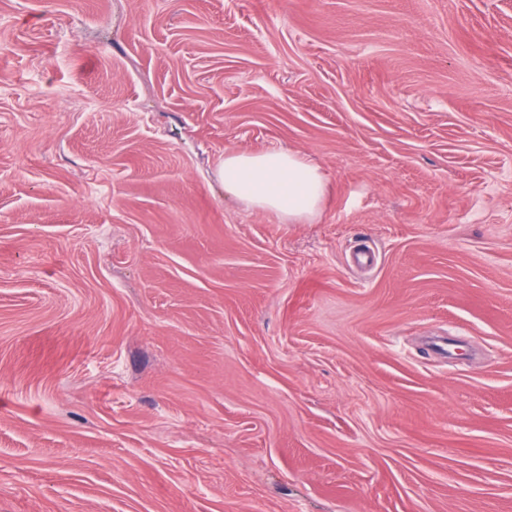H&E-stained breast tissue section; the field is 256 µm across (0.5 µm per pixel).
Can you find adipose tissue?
<instances>
[{"label":"adipose tissue","instance_id":"obj_1","mask_svg":"<svg viewBox=\"0 0 512 512\" xmlns=\"http://www.w3.org/2000/svg\"><path fill=\"white\" fill-rule=\"evenodd\" d=\"M219 175L225 192L246 206L291 222L313 217L326 195L319 168L291 150L225 154Z\"/></svg>","mask_w":512,"mask_h":512}]
</instances>
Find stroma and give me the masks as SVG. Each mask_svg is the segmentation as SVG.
<instances>
[{
	"instance_id": "1",
	"label": "stroma",
	"mask_w": 512,
	"mask_h": 512,
	"mask_svg": "<svg viewBox=\"0 0 512 512\" xmlns=\"http://www.w3.org/2000/svg\"><path fill=\"white\" fill-rule=\"evenodd\" d=\"M0 512H512V0H0ZM219 175L225 192L250 208L277 213L288 222L313 217L326 195L319 168L291 150L227 153Z\"/></svg>"
}]
</instances>
